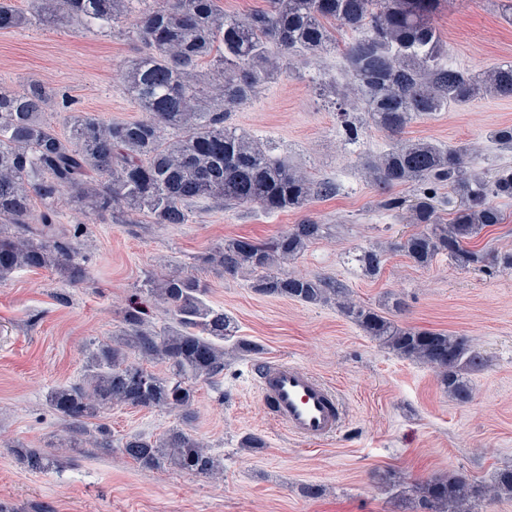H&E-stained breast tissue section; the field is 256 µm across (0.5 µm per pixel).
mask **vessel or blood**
I'll return each instance as SVG.
<instances>
[{
	"mask_svg": "<svg viewBox=\"0 0 512 512\" xmlns=\"http://www.w3.org/2000/svg\"><path fill=\"white\" fill-rule=\"evenodd\" d=\"M256 384L269 418L304 442L334 437L345 419L344 402L334 387L286 360L259 363Z\"/></svg>",
	"mask_w": 512,
	"mask_h": 512,
	"instance_id": "obj_1",
	"label": "vessel or blood"
}]
</instances>
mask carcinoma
<instances>
[{
  "label": "carcinoma",
  "instance_id": "cac0c4a2",
  "mask_svg": "<svg viewBox=\"0 0 512 512\" xmlns=\"http://www.w3.org/2000/svg\"><path fill=\"white\" fill-rule=\"evenodd\" d=\"M33 0L26 15L0 3V30L31 21L46 27L77 21L87 32L127 25L144 50L120 70L127 94L142 116L106 121L73 107L66 96L39 82L21 90L0 87V282L17 270L50 269L68 284L87 280L78 258L76 225H61L63 208L95 217L112 211L141 213L155 224H185L196 200L256 207L268 214L302 211L316 198L335 194L331 182H315L275 156L259 139L227 122L231 109L254 98L294 59L320 58L336 47V29L354 33L344 49L347 90L360 96L365 118L344 119L348 139L366 124L396 136L415 119L471 102L480 93L512 98V62L478 79L448 64V50L431 22L440 0H269L268 8L240 17L224 12L220 0ZM222 82L213 95L207 78ZM56 103L66 112L60 136L43 115ZM489 141L512 149V125L489 132ZM474 146L445 148L423 139H398L367 173L381 189L379 207L399 212L405 200L391 189L424 185L412 207L419 229L398 244L419 268L440 256L462 268L512 269V252L478 246L486 228L504 221L495 199L512 198V165L502 164L490 181L472 165ZM459 200L445 220L433 204L438 188ZM40 204L35 209L34 204ZM310 218L265 241H224L204 258L234 276L255 275L252 287L266 296L310 305H335L366 334L394 354L430 366L458 403L473 399L465 373L483 366L473 340L445 331L403 326L351 298L342 283L285 269L328 234ZM382 251L358 255L369 276L379 274ZM209 288L195 275L152 273L123 314V330L89 352L84 379L51 388L49 406L67 426L62 439L80 447L87 422L113 407L178 412L182 424L157 438L129 435L124 455L148 470L173 469L208 479L224 476V462L184 427L192 418L195 384L224 372V339L232 320L209 304ZM164 306L172 324L157 331L144 304ZM139 356L128 362V353ZM164 363L160 376L144 363ZM91 447H112L103 425ZM13 453L32 472H47L57 459L17 444ZM424 512H475L486 498L512 497V469L490 483L463 475H439L419 486Z\"/></svg>",
  "mask_w": 512,
  "mask_h": 512
}]
</instances>
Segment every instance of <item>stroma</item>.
Returning <instances> with one entry per match:
<instances>
[{
  "label": "stroma",
  "mask_w": 512,
  "mask_h": 512,
  "mask_svg": "<svg viewBox=\"0 0 512 512\" xmlns=\"http://www.w3.org/2000/svg\"><path fill=\"white\" fill-rule=\"evenodd\" d=\"M434 21L454 66L477 76L512 61V14L499 0H442ZM138 50L119 34L68 26L0 31V86L19 90L41 81L79 110L135 120L139 107L113 78ZM319 76L346 83L341 53L297 62L229 116L311 178L336 184L335 194L315 199L306 213L204 201L191 206L186 224L96 217L79 238L87 283L66 286L45 269L20 270L0 282L1 501L17 512L41 506L51 512H420L410 490L415 482L442 473L487 482L512 469V271L462 269L444 257L423 270L397 249L413 226L379 208L380 195L362 168L392 138L367 125L359 139L345 140L340 113L360 111L363 102L354 95L338 106L324 102L314 83ZM504 124L512 125V99L482 94L414 120L402 136L451 148L476 145V168L489 177L501 161L512 162V149L498 150L486 139ZM306 216L328 225L329 234L289 271L334 277L356 301L399 323L469 336L485 358L469 375L470 404H458L429 367L397 357L336 307L258 294L249 274L229 276L203 262L224 240H264ZM376 245L387 252L371 277L350 255ZM160 270L205 280L210 304L258 348L227 357L220 376L196 384L191 429L223 459L217 481L146 470L122 455L121 438L159 436L179 425L176 413L114 408L100 417L112 447L65 448L63 422L47 402L52 387L81 377L95 345L120 333L130 299L148 273ZM396 298L404 310L393 308ZM267 358L302 365L338 389L346 422L336 436L309 444L269 420L252 372ZM249 432L264 435L266 448L241 449ZM18 443L57 456L59 467L29 471L11 452Z\"/></svg>",
  "instance_id": "obj_1"
}]
</instances>
